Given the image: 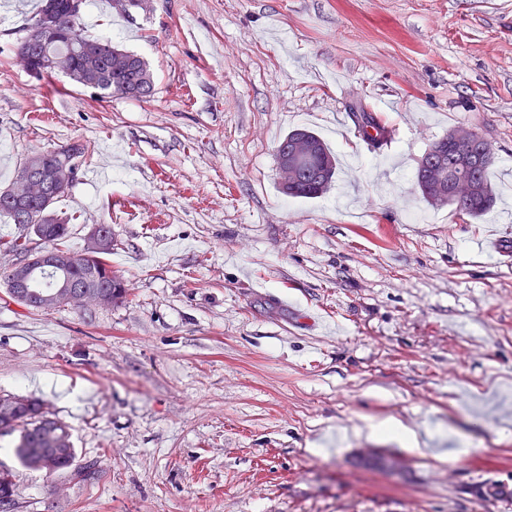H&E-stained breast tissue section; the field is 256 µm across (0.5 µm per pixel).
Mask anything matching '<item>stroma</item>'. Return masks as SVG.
Listing matches in <instances>:
<instances>
[{
	"instance_id": "obj_1",
	"label": "stroma",
	"mask_w": 512,
	"mask_h": 512,
	"mask_svg": "<svg viewBox=\"0 0 512 512\" xmlns=\"http://www.w3.org/2000/svg\"><path fill=\"white\" fill-rule=\"evenodd\" d=\"M37 9H0V189L34 152L89 155L57 204L66 244L112 227L128 295L24 309L0 284V395L67 423L77 484L20 466L16 512H512V0H90L88 34L141 55L147 101L99 100L13 61ZM400 128L374 148L353 104ZM465 125L495 205L463 221L415 188ZM305 126L339 170L280 194L275 147ZM319 309L340 327L298 324ZM432 432L419 457L366 425Z\"/></svg>"
}]
</instances>
